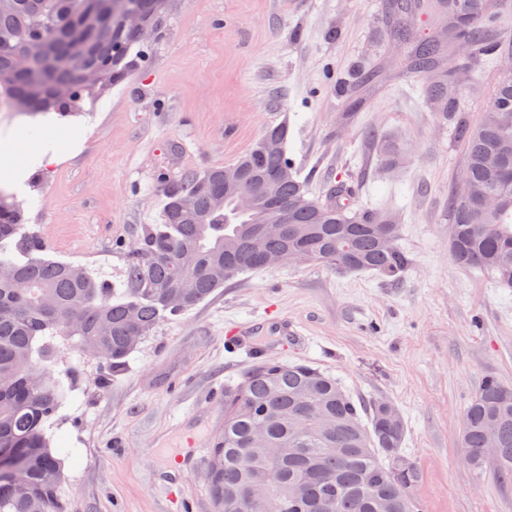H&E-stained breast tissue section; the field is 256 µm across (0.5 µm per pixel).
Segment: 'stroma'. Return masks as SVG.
Masks as SVG:
<instances>
[{"mask_svg":"<svg viewBox=\"0 0 512 512\" xmlns=\"http://www.w3.org/2000/svg\"><path fill=\"white\" fill-rule=\"evenodd\" d=\"M388 0H168L150 61L96 89L79 152L35 175L26 224L52 258L122 287L125 252L160 223L165 183L232 163L273 126L311 195L337 181L359 209L391 208L411 263L398 281L322 264L243 276L160 323L106 375L91 361L50 429L75 449L61 487L68 512H216L210 442L224 388L256 359L305 362L354 398L386 400L406 423L402 452L424 512H512V484L460 457L478 385L512 387V289L448 255V192L464 165L457 123L473 126L512 60V0L485 16L460 56L461 109L431 112L417 78L391 61L400 43ZM405 148L398 179L382 140ZM305 343L278 336L281 323Z\"/></svg>","mask_w":512,"mask_h":512,"instance_id":"35a3bbf8","label":"stroma"}]
</instances>
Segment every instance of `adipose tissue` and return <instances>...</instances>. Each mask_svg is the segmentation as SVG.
<instances>
[{
  "mask_svg": "<svg viewBox=\"0 0 512 512\" xmlns=\"http://www.w3.org/2000/svg\"><path fill=\"white\" fill-rule=\"evenodd\" d=\"M83 127L46 112L25 123L0 129V189L25 196L32 176L59 158L63 148H78Z\"/></svg>",
  "mask_w": 512,
  "mask_h": 512,
  "instance_id": "obj_1",
  "label": "adipose tissue"
}]
</instances>
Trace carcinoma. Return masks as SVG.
<instances>
[{
    "label": "carcinoma",
    "instance_id": "obj_1",
    "mask_svg": "<svg viewBox=\"0 0 512 512\" xmlns=\"http://www.w3.org/2000/svg\"><path fill=\"white\" fill-rule=\"evenodd\" d=\"M76 18L89 0H9L0 3V93L26 107L33 90L69 85L76 104L92 89L74 83L114 58L100 83L127 79L128 56L143 61L140 40L84 33L86 47L66 64L45 59L39 31L58 19L59 4ZM488 0H469L466 16L451 0H436L446 18L448 39L431 37L405 48L406 74L446 76L454 55L450 40L485 39ZM433 111L448 113V85H426ZM468 172L465 196L448 192L449 255L479 269L502 288H512V75L502 76L493 101L474 127L459 125ZM402 148L380 145L386 170L399 167ZM247 167L249 184H271L249 213L236 211L225 193L224 168L188 174L168 186L162 223L143 235L128 254L125 294L74 266L52 261L47 246L21 223V208L0 192V456L14 457V479L0 477V512H67L61 494L62 462L50 448L48 429L67 403L76 365H60L61 348L89 353L116 371L159 323L176 319L207 300L224 283L264 268V256L302 250L309 262L346 272H370L396 280L410 265L398 244L394 215L383 209L355 212L351 191L336 184V201L312 197L285 150L269 155L253 145L236 160ZM461 453L502 483H512V388L495 379L478 386L464 410ZM405 423L390 402L367 405L342 383L295 362L259 361L224 390V428L211 442L209 491L232 505L249 496L256 477L273 481L285 512H314L322 495L334 512H419L409 489L416 480L402 454ZM504 449L494 464L483 462L489 440Z\"/></svg>",
    "mask_w": 512,
    "mask_h": 512
}]
</instances>
